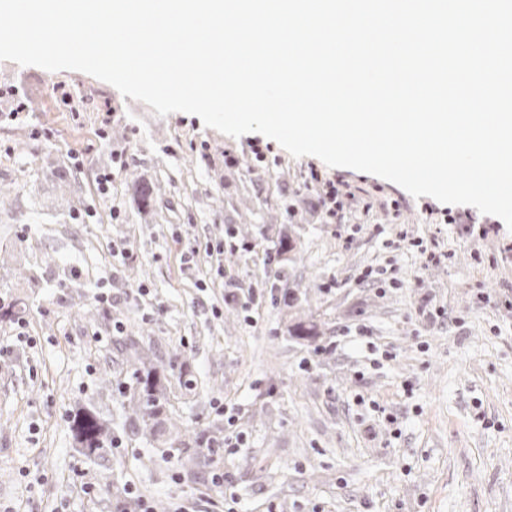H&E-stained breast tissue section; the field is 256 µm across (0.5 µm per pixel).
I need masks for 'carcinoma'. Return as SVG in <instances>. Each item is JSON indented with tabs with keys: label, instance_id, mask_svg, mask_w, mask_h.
Masks as SVG:
<instances>
[{
	"label": "carcinoma",
	"instance_id": "obj_1",
	"mask_svg": "<svg viewBox=\"0 0 512 512\" xmlns=\"http://www.w3.org/2000/svg\"><path fill=\"white\" fill-rule=\"evenodd\" d=\"M134 196L139 209L152 210L155 185L134 177ZM288 335L295 340L316 342L320 336L318 325L312 320H298L288 326ZM118 350L124 356L121 371L128 376L129 386L123 392L127 401L123 430L142 434L152 441H163L171 448L185 452L203 448L219 441V431L199 429L181 433L178 430L176 410L169 398L170 380L164 371L139 356L137 342L131 336L119 340ZM69 428L74 448L90 463L105 467L112 460V440L116 438L112 424L102 418L93 405H81L69 414ZM111 507L117 512H129L132 502L126 499L125 488L114 482L107 483Z\"/></svg>",
	"mask_w": 512,
	"mask_h": 512
}]
</instances>
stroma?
<instances>
[{"label": "stroma", "instance_id": "1", "mask_svg": "<svg viewBox=\"0 0 512 512\" xmlns=\"http://www.w3.org/2000/svg\"><path fill=\"white\" fill-rule=\"evenodd\" d=\"M1 84L30 114L0 120V306L28 304L0 321V512H88L81 488L102 478L73 450L67 412L91 401L115 420L123 402L101 384L106 359H121L115 338L85 317L101 293L142 348L157 345L153 364L192 376V389L171 385L184 427L231 420L247 436L194 483L180 449L125 438L113 474L141 499L169 512H214L226 492L236 512H512V232L500 218L474 213L490 233L461 237L426 215L448 210L433 198L258 133L156 116L82 72L0 61ZM41 126L51 139L35 137ZM313 169L376 208L329 223L304 185ZM137 175L157 186L154 212L133 198ZM229 229L251 250L208 251ZM403 231L436 239L445 260L424 265ZM284 233L295 260L270 262ZM296 287L299 317L320 329L313 346L287 335L274 300Z\"/></svg>", "mask_w": 512, "mask_h": 512}]
</instances>
